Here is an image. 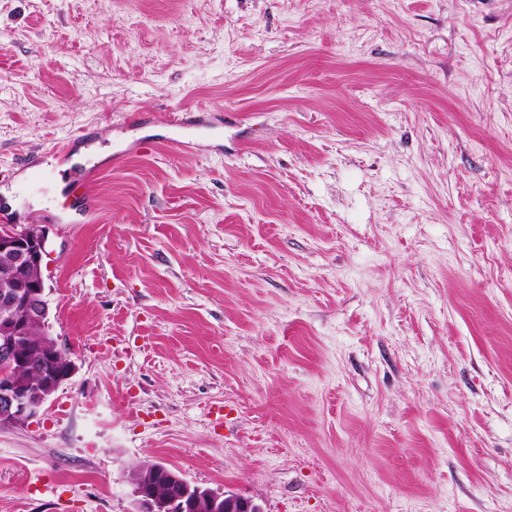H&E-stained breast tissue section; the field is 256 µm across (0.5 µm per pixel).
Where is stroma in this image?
Instances as JSON below:
<instances>
[{
	"label": "stroma",
	"instance_id": "35a3bbf8",
	"mask_svg": "<svg viewBox=\"0 0 512 512\" xmlns=\"http://www.w3.org/2000/svg\"><path fill=\"white\" fill-rule=\"evenodd\" d=\"M0 213L76 366L0 512H512V0H0ZM170 125L175 129L218 128L224 127V121L220 113L185 112L174 114ZM159 464L165 468L160 472V478L171 496L182 495L188 486L192 492L200 489L201 495L197 491L190 498V492L180 498L171 497L157 483L159 469L151 462H145L134 477L130 471L128 473L132 487L133 512H264L261 505L251 497L228 491L206 494L209 487L189 482L181 475L177 476L186 483L180 480L168 481L169 473H176L164 464Z\"/></svg>",
	"mask_w": 512,
	"mask_h": 512
}]
</instances>
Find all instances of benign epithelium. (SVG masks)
Segmentation results:
<instances>
[{
  "label": "benign epithelium",
  "instance_id": "benign-epithelium-1",
  "mask_svg": "<svg viewBox=\"0 0 512 512\" xmlns=\"http://www.w3.org/2000/svg\"><path fill=\"white\" fill-rule=\"evenodd\" d=\"M46 242L44 226L35 231L22 224L0 227V254L8 257L12 271L32 278L43 265ZM18 284L12 277L10 285L0 289V426L21 425L38 416L48 398L75 372V364L67 362L57 375L37 383L22 372L27 350L19 338L33 322L46 326L48 304L43 281L32 292L16 288ZM157 473L158 468L146 462L138 474L128 476L133 512H264L254 499L228 491L173 498L158 485Z\"/></svg>",
  "mask_w": 512,
  "mask_h": 512
}]
</instances>
